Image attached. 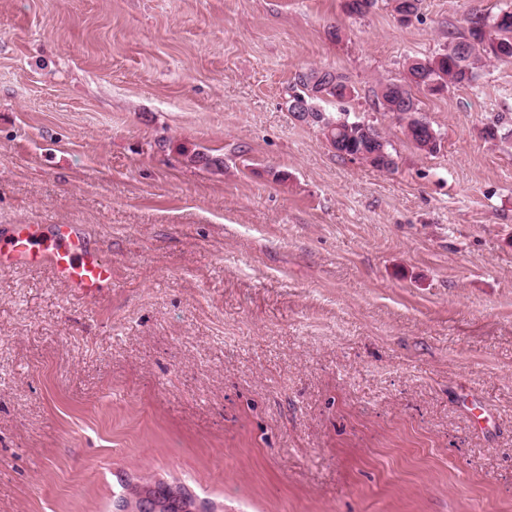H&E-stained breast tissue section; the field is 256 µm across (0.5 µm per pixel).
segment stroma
<instances>
[{
    "mask_svg": "<svg viewBox=\"0 0 512 512\" xmlns=\"http://www.w3.org/2000/svg\"><path fill=\"white\" fill-rule=\"evenodd\" d=\"M512 0H0V228L80 224L112 286L0 270V512H512V64L418 108L381 79ZM316 68L396 161L295 119ZM220 166L193 162L194 154ZM152 482L149 478H140L137 482V479L131 480L129 478H120L119 479V487L120 491L115 495L116 499H125L133 501L138 498L143 490V487L140 483ZM113 511L115 512H154L158 509L157 505H155L153 499L148 494V491L144 492L140 498L136 502H127L124 503L120 500H117L113 505Z\"/></svg>",
    "mask_w": 512,
    "mask_h": 512,
    "instance_id": "1",
    "label": "stroma"
}]
</instances>
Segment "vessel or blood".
Instances as JSON below:
<instances>
[{
  "label": "vessel or blood",
  "mask_w": 512,
  "mask_h": 512,
  "mask_svg": "<svg viewBox=\"0 0 512 512\" xmlns=\"http://www.w3.org/2000/svg\"><path fill=\"white\" fill-rule=\"evenodd\" d=\"M40 265L79 294L95 297L112 284V266L74 224H15L0 236V268Z\"/></svg>",
  "instance_id": "vessel-or-blood-1"
}]
</instances>
